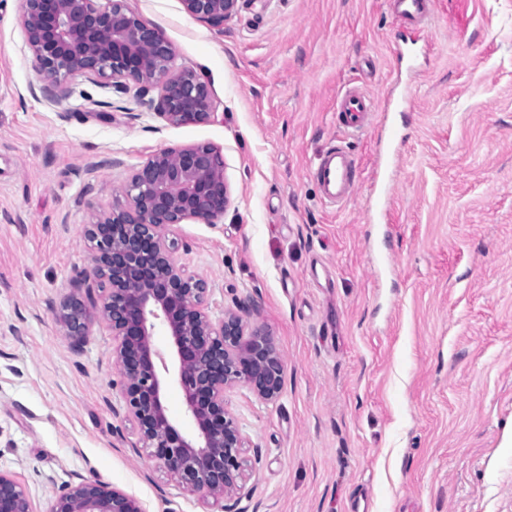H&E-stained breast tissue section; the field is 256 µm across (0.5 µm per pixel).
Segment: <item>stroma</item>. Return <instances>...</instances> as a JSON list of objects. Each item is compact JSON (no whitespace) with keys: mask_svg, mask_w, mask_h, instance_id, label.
<instances>
[{"mask_svg":"<svg viewBox=\"0 0 512 512\" xmlns=\"http://www.w3.org/2000/svg\"><path fill=\"white\" fill-rule=\"evenodd\" d=\"M128 6L208 83L213 121L166 125L83 75L60 120L29 92L19 0H0V471L36 512L78 474L146 512H205L139 449L110 331L75 352L55 313L100 299L92 209L150 155L211 144L231 203L178 225L177 255L212 317L249 306L285 363L277 402L227 396L257 455L241 512H512V0H435L414 44L392 0H241L219 27L180 0ZM350 84L404 105L344 139L356 190L333 209L312 166Z\"/></svg>","mask_w":512,"mask_h":512,"instance_id":"obj_1","label":"stroma"}]
</instances>
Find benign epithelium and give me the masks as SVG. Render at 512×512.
Here are the masks:
<instances>
[{
    "label": "benign epithelium",
    "mask_w": 512,
    "mask_h": 512,
    "mask_svg": "<svg viewBox=\"0 0 512 512\" xmlns=\"http://www.w3.org/2000/svg\"><path fill=\"white\" fill-rule=\"evenodd\" d=\"M185 13L212 26L238 10L239 0H180ZM26 44L41 76L43 97L61 106L68 79L87 76L118 92L136 89L142 104L170 126L214 119L207 82L190 68L173 70L174 50L146 26L126 0H21ZM158 90V98L149 93ZM230 204L224 155L211 144L166 148L148 157L95 213L92 243L100 302L63 301L57 317L74 348L94 324L112 331L117 379L112 381L150 456L188 493L206 504L240 498L253 473L250 445L226 395L247 388L266 403L283 390L284 361L270 335L248 328L245 309L209 314L205 279L179 262L172 228L191 220L217 225ZM171 340L169 356L153 342L156 324ZM183 394L192 431L169 416L166 386ZM0 512H33L27 487L0 471ZM52 512H145L132 495L83 479L64 485Z\"/></svg>",
    "instance_id": "obj_1"
}]
</instances>
